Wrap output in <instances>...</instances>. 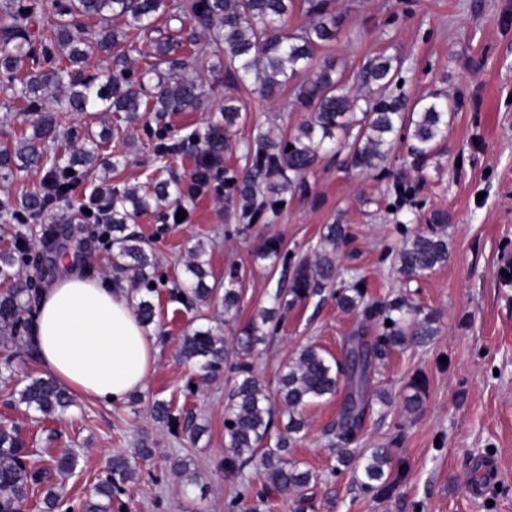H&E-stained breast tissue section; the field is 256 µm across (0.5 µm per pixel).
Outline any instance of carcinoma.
Returning a JSON list of instances; mask_svg holds the SVG:
<instances>
[{"instance_id": "cac0c4a2", "label": "carcinoma", "mask_w": 512, "mask_h": 512, "mask_svg": "<svg viewBox=\"0 0 512 512\" xmlns=\"http://www.w3.org/2000/svg\"><path fill=\"white\" fill-rule=\"evenodd\" d=\"M294 0H8L0 10V76L6 82L0 91L10 99L27 103L32 115V136L21 146L0 151V180L36 167L48 173L89 172L99 165L101 145L119 135L121 123L135 119L142 110L160 114L185 112L201 104L204 74L224 73V80L242 85L259 81L269 94L286 87L300 73L315 77L296 85L295 98L307 112L294 135L273 139L267 133L257 135L246 153L247 172L227 185L240 206V218L256 220L277 201L268 200L264 190L295 194L303 186L307 172L321 157L332 151L348 150L351 163L361 170L375 169L398 141L410 142L414 164H424L446 138L448 100L430 95L409 102L395 93L400 67L396 59L374 57L355 76L347 77L333 66L317 65L316 49L336 35L342 16L334 9L335 0H303L308 22L296 33H288V16ZM208 33L216 45L211 54L179 52L183 43L174 37H150L157 32L156 21L163 15ZM98 18L94 31L84 28V20ZM143 34L142 46L127 40V32L112 27V20ZM38 32H30L32 23ZM135 53L143 66L131 72L130 54ZM102 57L106 65H90L93 57ZM66 110L88 117L115 114L114 125L103 126L98 134L88 133L72 150V133L57 122L55 112ZM393 193L401 204L419 210L425 207L417 199L410 182L398 180ZM180 197L179 182L160 180L153 192L141 186L112 191V200L99 209L97 223L109 245L112 269L131 273V301L144 325L153 323L155 307L151 284L162 283L163 275L144 241L128 231V221L170 196ZM44 208L41 192H30L20 200L0 199V217L18 224H30ZM447 216L434 211L428 229H418L405 237L397 249L399 271L407 278L423 276L448 263ZM353 238L347 224H328L321 237L314 264L299 262L292 274L288 294L273 297L274 304L286 308L336 287L338 307L361 315L360 327L344 337V353L337 358L314 343H307L284 361L275 391L263 385L255 375L252 362L255 346L278 330L276 309H264L260 322L246 327L236 337L235 360L230 365L234 387L224 407V447L231 455L224 458V470L239 472L251 464L265 479L264 489L252 493L247 484L225 504V512H241L246 498L255 496L253 507L266 505L270 490L301 493L316 481V475L286 457L287 449L300 441L306 429L303 412L322 399L334 398L347 390L349 408H341L338 438L347 447L336 449L344 466L362 460L356 474L358 483L368 489L386 492L394 487L389 480L393 457L385 448L369 453L361 450L363 422L374 400L384 395L371 391V379L388 351L410 343H422L436 335L433 319L413 317L414 307L404 295L392 300H371L361 288L364 278L351 271L340 277L336 254ZM205 251L197 244L190 249L185 277L173 283L175 301L193 310L216 303L229 316L240 302L239 276L232 268L224 275V295L208 284L212 277ZM256 258L270 266L288 267V255L281 254L275 238L264 241ZM29 260L25 238L11 251L0 253V275ZM30 284L24 283L0 294V346L4 355L0 369L15 371L13 347L22 345L28 353H37L31 334L29 307ZM186 300H181V297ZM391 325H386V322ZM370 322L380 329L373 338L365 336ZM178 356L197 366L206 375L221 368L228 350L220 328L201 326L179 338ZM18 403L46 418H60L74 403L72 394L49 376L26 378L17 390ZM154 418L168 427L178 425L168 403L153 404ZM287 422L281 423V417ZM152 455L150 448L112 456L104 477L78 506L65 504L52 477L72 474L78 457L64 451L42 465L29 462L30 452L18 430L0 425V512H23L35 492L43 494V512H112L120 501L125 485L134 480L138 461Z\"/></svg>"}]
</instances>
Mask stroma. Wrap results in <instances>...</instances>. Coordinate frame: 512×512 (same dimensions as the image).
<instances>
[{"label":"stroma","instance_id":"1","mask_svg":"<svg viewBox=\"0 0 512 512\" xmlns=\"http://www.w3.org/2000/svg\"><path fill=\"white\" fill-rule=\"evenodd\" d=\"M336 9L343 23L320 50L321 60L353 73L375 56L396 57L410 98L449 96L447 138L424 165H413L402 144L368 172L351 168L345 157L327 156L308 172L301 193L247 223L225 179L244 176V155L257 134L294 133L304 112L291 88L269 97L258 82L237 88L212 74L197 109L163 116L143 112L128 123L116 169L79 175L37 223L0 220V252L13 249L17 236L26 237L33 254L17 272L36 288L64 274L57 264L42 267L37 253L45 234L66 228L79 252L77 270L128 289L129 274L112 269L109 248L85 218L84 205L91 193L104 204L112 190L155 179L173 177L185 188L179 204L160 203L128 224L168 278L152 295L156 316L149 330L159 355L145 387L112 406L75 398L63 418L51 419L26 410L14 395L24 376L41 374L37 358L19 352L13 378H0V423L17 426L42 456L64 448L77 452L78 468L60 486L65 498L84 500L112 454L133 450L142 440L154 453L126 486L129 512H224L225 501L242 480L255 479L256 471L249 465L230 476L219 467L232 375L223 368L204 379L177 358L179 337L198 321L196 311L171 299L169 284L183 279L187 252L199 241L216 282H223L225 269L237 267V310L226 317L215 308L209 313L226 342H233L261 309L272 307L273 295L285 285L281 269L255 257L264 241L278 238L293 260H310L326 225L347 224L353 239L338 252V267L357 269L372 299L407 293L415 307L433 316L438 330L427 343L390 353L372 382L388 399L375 402L367 416L363 446L390 449L400 479L392 492L381 494L363 489L352 468L338 466L341 401L328 399L306 408V436L292 450L316 482L301 500L270 492L265 512H512V0H338ZM228 97L242 106L241 119L229 128L220 114ZM162 126L176 149L160 169L147 132ZM30 132L25 103L0 94V149L15 148ZM203 160L209 163L208 184L199 193L188 192ZM399 180L417 187L424 210L393 211L392 187ZM177 207L187 213L180 224L171 219ZM434 210L448 215V263L404 283L394 255L402 231L426 226ZM278 316L277 335L257 344L253 357L256 374L271 387L293 350L312 342L341 356L343 336L360 323L357 313L338 308L327 292ZM416 381L424 382L425 394L421 408L410 412L404 397ZM157 400L169 402L174 415L194 417L205 434L193 442L156 422ZM482 457L498 461L500 487L474 496L467 478ZM180 458L198 475V484H186L174 472Z\"/></svg>","mask_w":512,"mask_h":512}]
</instances>
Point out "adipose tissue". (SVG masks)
I'll list each match as a JSON object with an SVG mask.
<instances>
[{"label":"adipose tissue","instance_id":"ef3b65f1","mask_svg":"<svg viewBox=\"0 0 512 512\" xmlns=\"http://www.w3.org/2000/svg\"><path fill=\"white\" fill-rule=\"evenodd\" d=\"M32 334L43 370L92 401H124L157 363L156 339L126 291L76 271L43 290Z\"/></svg>","mask_w":512,"mask_h":512}]
</instances>
